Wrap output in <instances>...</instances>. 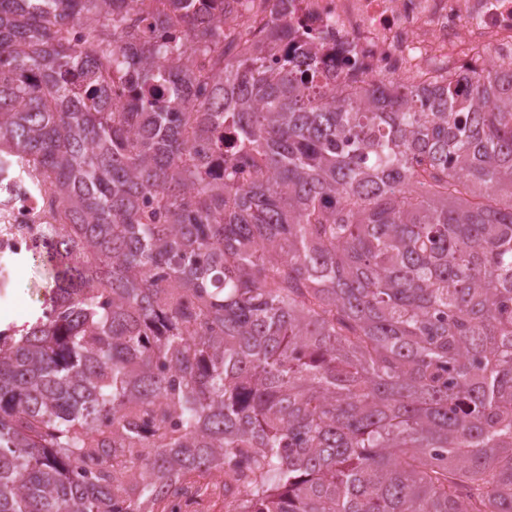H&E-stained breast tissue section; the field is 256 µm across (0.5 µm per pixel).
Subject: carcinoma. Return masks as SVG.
<instances>
[{"label": "carcinoma", "instance_id": "cac0c4a2", "mask_svg": "<svg viewBox=\"0 0 512 512\" xmlns=\"http://www.w3.org/2000/svg\"><path fill=\"white\" fill-rule=\"evenodd\" d=\"M138 2L0 0V171L53 220L0 512L202 509L211 470L228 512H512V76L325 93Z\"/></svg>", "mask_w": 512, "mask_h": 512}]
</instances>
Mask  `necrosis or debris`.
Wrapping results in <instances>:
<instances>
[{"label": "necrosis or debris", "instance_id": "4bbe7bcc", "mask_svg": "<svg viewBox=\"0 0 512 512\" xmlns=\"http://www.w3.org/2000/svg\"><path fill=\"white\" fill-rule=\"evenodd\" d=\"M196 24L253 27L263 39L275 25L304 32L325 63L328 86L394 80L420 86L458 66L512 60V0H224L223 11L200 0ZM350 48L356 68L338 47ZM26 184L0 178V255L30 251L43 232Z\"/></svg>", "mask_w": 512, "mask_h": 512}]
</instances>
